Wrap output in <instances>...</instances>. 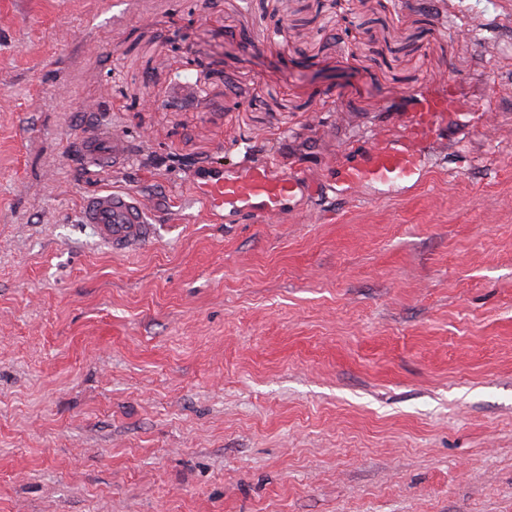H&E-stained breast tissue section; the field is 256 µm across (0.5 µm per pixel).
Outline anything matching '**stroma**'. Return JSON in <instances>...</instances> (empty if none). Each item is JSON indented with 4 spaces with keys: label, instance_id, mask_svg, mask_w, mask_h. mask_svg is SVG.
I'll list each match as a JSON object with an SVG mask.
<instances>
[{
    "label": "stroma",
    "instance_id": "1",
    "mask_svg": "<svg viewBox=\"0 0 512 512\" xmlns=\"http://www.w3.org/2000/svg\"><path fill=\"white\" fill-rule=\"evenodd\" d=\"M451 84L410 199L198 200ZM104 189L149 243L80 223ZM0 512H512V0H0ZM83 154L95 165L116 168L126 161L127 145L125 140L113 134L112 130L98 129L85 138ZM206 209L224 224H269L288 218L299 195L322 192L301 176L282 170L272 159L249 161L234 169L213 166L193 176ZM83 224H92L98 241L116 253L132 251L153 237L150 208L134 191L100 192L84 202L80 212Z\"/></svg>",
    "mask_w": 512,
    "mask_h": 512
}]
</instances>
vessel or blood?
Masks as SVG:
<instances>
[{"label":"vessel or blood","mask_w":512,"mask_h":512,"mask_svg":"<svg viewBox=\"0 0 512 512\" xmlns=\"http://www.w3.org/2000/svg\"><path fill=\"white\" fill-rule=\"evenodd\" d=\"M456 109L455 91L422 97L398 133L379 130L364 148L344 149L330 190L340 199L355 198L364 189L378 199L410 198L427 179L426 155L435 129ZM83 154L95 165L116 168L127 158V145L111 130L98 129L85 138ZM193 181L206 209L227 224H269L287 218L297 197L319 193L317 186L269 158L231 170L213 166ZM80 216L83 223L93 225L99 242L116 253L132 251L153 236L149 205L134 191L115 189L90 196Z\"/></svg>","instance_id":"b4317fda"}]
</instances>
